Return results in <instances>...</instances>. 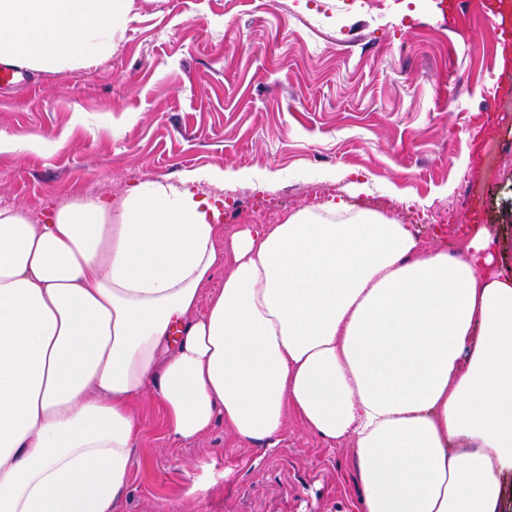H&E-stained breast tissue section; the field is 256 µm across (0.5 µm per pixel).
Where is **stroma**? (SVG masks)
I'll use <instances>...</instances> for the list:
<instances>
[{"label":"stroma","instance_id":"35a3bbf8","mask_svg":"<svg viewBox=\"0 0 512 512\" xmlns=\"http://www.w3.org/2000/svg\"><path fill=\"white\" fill-rule=\"evenodd\" d=\"M512 0H135L110 56L0 84V206L32 220L215 166L222 229L345 201L462 256L493 229L512 274ZM124 512H357L349 442L289 417L268 451L223 423L172 443L144 401Z\"/></svg>","mask_w":512,"mask_h":512}]
</instances>
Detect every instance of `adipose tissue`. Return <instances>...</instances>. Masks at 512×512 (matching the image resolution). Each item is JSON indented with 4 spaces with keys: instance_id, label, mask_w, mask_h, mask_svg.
<instances>
[{
    "instance_id": "adipose-tissue-1",
    "label": "adipose tissue",
    "mask_w": 512,
    "mask_h": 512,
    "mask_svg": "<svg viewBox=\"0 0 512 512\" xmlns=\"http://www.w3.org/2000/svg\"><path fill=\"white\" fill-rule=\"evenodd\" d=\"M133 9L0 0V65L107 57ZM203 178L69 201L39 223L0 207V512H121L147 398L177 442L221 422L269 449L292 415L349 441L360 512H501L512 274L489 229L455 258L339 201L225 240Z\"/></svg>"
}]
</instances>
